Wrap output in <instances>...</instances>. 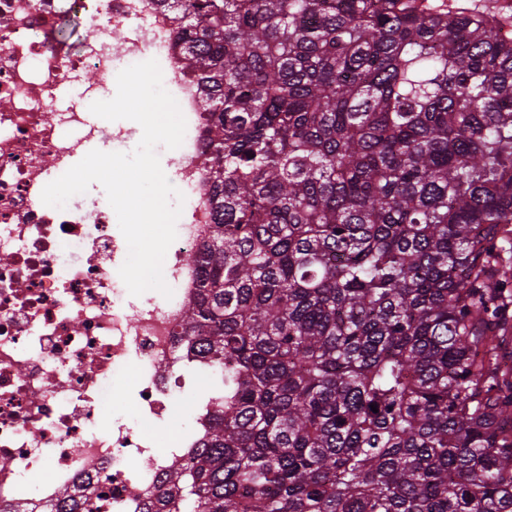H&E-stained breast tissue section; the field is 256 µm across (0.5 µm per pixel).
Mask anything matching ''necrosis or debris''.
<instances>
[{"label":"necrosis or debris","instance_id":"1","mask_svg":"<svg viewBox=\"0 0 512 512\" xmlns=\"http://www.w3.org/2000/svg\"><path fill=\"white\" fill-rule=\"evenodd\" d=\"M74 21L83 37L58 39ZM175 40L155 0H0V512H49L73 496L86 512H143L171 459L198 445L212 385L180 332L199 288L188 256L212 222L208 141ZM150 59L186 120L182 145L164 154L184 196L163 267L169 299L129 294L109 204L41 200L82 144L131 139L83 105Z\"/></svg>","mask_w":512,"mask_h":512}]
</instances>
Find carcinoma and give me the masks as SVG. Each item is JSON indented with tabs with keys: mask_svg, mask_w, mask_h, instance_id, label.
<instances>
[{
	"mask_svg": "<svg viewBox=\"0 0 512 512\" xmlns=\"http://www.w3.org/2000/svg\"><path fill=\"white\" fill-rule=\"evenodd\" d=\"M160 5L209 121L182 334L221 379L146 512H512V18Z\"/></svg>",
	"mask_w": 512,
	"mask_h": 512,
	"instance_id": "obj_1",
	"label": "carcinoma"
}]
</instances>
